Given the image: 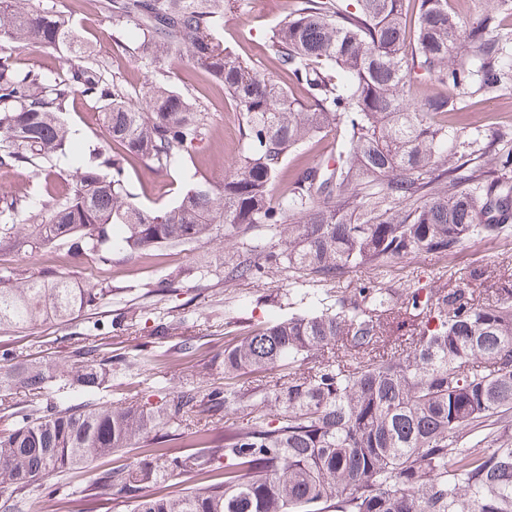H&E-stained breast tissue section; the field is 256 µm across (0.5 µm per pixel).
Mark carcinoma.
I'll return each mask as SVG.
<instances>
[{"label":"carcinoma","mask_w":512,"mask_h":512,"mask_svg":"<svg viewBox=\"0 0 512 512\" xmlns=\"http://www.w3.org/2000/svg\"><path fill=\"white\" fill-rule=\"evenodd\" d=\"M230 0H111L112 26L141 31L150 65L188 56L221 84L242 115L244 146L221 183L186 191L171 209L136 205L126 165L168 170L203 140L206 109L166 82L126 96L88 65L89 45L62 11L0 0V166L45 168L65 150L62 115L80 92L101 102L118 152L101 171L63 178L46 215L0 227L16 246L69 244L112 261L110 227L131 251L176 247L224 225L229 278L257 282L288 271L336 285V305L262 323L216 355L224 385L179 387L158 405L134 394L105 400L116 365L129 369L175 335L139 336L111 320L128 352L93 336L64 340L55 359L0 352V508L24 512L46 481L127 448L134 464L104 469L96 484L130 512H512V274L467 276L404 293L371 281L339 286L352 269L453 254L470 237L512 229V131L463 135L445 116L462 102L512 92V0H299L267 38V74L224 44ZM30 41L66 57L65 77L20 71L14 49ZM430 90L416 95L414 82ZM304 87V105L291 87ZM333 135L327 161L273 192L288 155ZM260 224L276 243L241 253L237 237ZM486 282L477 295L470 281ZM112 289L77 288L58 275L16 277L0 268V329H28L96 310ZM255 372L276 377L251 384ZM50 389L65 404L43 401ZM24 392L26 401L11 396ZM194 474L197 487L178 486Z\"/></svg>","instance_id":"cac0c4a2"}]
</instances>
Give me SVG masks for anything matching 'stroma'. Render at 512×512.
I'll return each instance as SVG.
<instances>
[{"instance_id": "35a3bbf8", "label": "stroma", "mask_w": 512, "mask_h": 512, "mask_svg": "<svg viewBox=\"0 0 512 512\" xmlns=\"http://www.w3.org/2000/svg\"><path fill=\"white\" fill-rule=\"evenodd\" d=\"M107 0H31L40 9L68 10L74 26L94 46L96 62L103 78L117 81L129 97H137L148 80H164L182 93L197 98L207 109L206 135L198 148L182 158L170 170H157L151 162L138 161L128 167L126 189L137 204L148 209L174 206L190 188L218 182L231 167L243 145L241 116L226 98L223 85L196 72L188 60H175L158 67L145 65L135 48L140 32L135 24L115 30L106 9ZM294 0H232L224 12L220 33L225 44L263 70L271 65L263 55V46L271 28ZM17 66L25 71L54 80L65 75L68 65L59 53L38 43L16 49ZM71 131L68 151L57 154L55 172L70 169L73 155L83 163L105 149L99 124V104L78 95L71 99L63 114ZM449 120L458 131L469 133L475 126L512 129V94L477 104L459 105ZM331 138L312 142L288 157L277 173L275 196H282L308 166L324 161L331 153ZM0 190L27 201L28 205L48 201L53 189L46 186L45 174L29 166H14L7 177H0ZM227 253L218 241L205 236L179 246L161 247L147 254L113 249L112 259L104 263L96 256L73 257L67 246L49 244L28 251H16L12 241L0 240V267L26 277L49 272L62 274L76 284H98L111 288L110 303L98 310L80 312L66 323L47 321L32 329L0 330V350L9 348L32 356L56 352L58 342L79 335L88 321L110 323L112 318L136 314L139 329L149 336L157 327L181 324L195 335L190 352L176 365L165 358L143 363L140 371L117 375L112 380L114 395L137 387L192 386L197 384L196 366L225 342L258 322H269L319 311L331 306L336 294L320 283L307 284L310 299H302L287 272L257 284L225 282ZM512 261V234L495 238H473L448 256H426L406 260L374 270L359 268L343 277L348 287L374 279L388 288H418L435 274L466 271L475 266L492 267ZM171 281L167 293L154 294L159 281ZM99 463L76 470L56 485L53 494L38 493L25 512H58L64 499L78 497L91 485Z\"/></svg>"}]
</instances>
